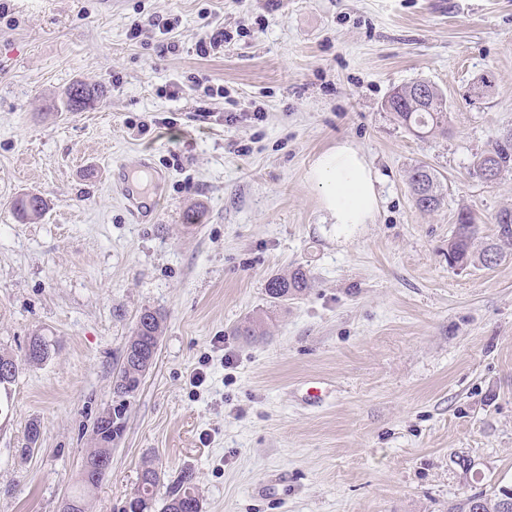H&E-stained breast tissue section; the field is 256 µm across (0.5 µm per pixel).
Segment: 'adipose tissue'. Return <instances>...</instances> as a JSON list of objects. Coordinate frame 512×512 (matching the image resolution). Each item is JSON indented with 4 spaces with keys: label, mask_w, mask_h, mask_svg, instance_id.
Returning <instances> with one entry per match:
<instances>
[{
    "label": "adipose tissue",
    "mask_w": 512,
    "mask_h": 512,
    "mask_svg": "<svg viewBox=\"0 0 512 512\" xmlns=\"http://www.w3.org/2000/svg\"><path fill=\"white\" fill-rule=\"evenodd\" d=\"M308 178L327 222L345 228L372 223L379 207L378 178L362 151L340 140L319 154Z\"/></svg>",
    "instance_id": "1"
}]
</instances>
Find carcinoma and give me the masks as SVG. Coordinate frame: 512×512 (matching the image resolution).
<instances>
[{
    "mask_svg": "<svg viewBox=\"0 0 512 512\" xmlns=\"http://www.w3.org/2000/svg\"><path fill=\"white\" fill-rule=\"evenodd\" d=\"M65 107L68 112H80L86 109L95 98L98 90L86 84L76 83L65 92ZM386 111L392 113L397 121L419 139H426L436 133H448V104L443 93L431 82L414 81L395 88L384 102ZM491 163L495 169L497 183L504 175L512 173V127L496 137L489 147L475 155L471 165V174L484 181V165ZM408 184L416 207L423 212L439 208L443 200L442 185L435 171L427 165L417 164L408 171ZM46 203L36 193H26L15 200L14 210L20 218L29 215L38 218L45 211ZM496 237L491 242L477 245L481 239V227L469 212L458 214L455 230L448 240V261L459 265L487 266V255L493 251L499 259L507 253L504 247L512 246V227L496 224ZM310 286V277L306 270L296 268L287 275H275L266 284L265 292L273 304H283L302 294ZM165 317L159 310L142 311L131 332L128 345L140 352L142 362L120 364L116 381L126 383L132 392H137L143 379L144 361L151 356V348L158 347L164 330ZM262 319L253 317L235 329V335L250 338L263 335ZM105 427L101 423L95 426L94 446L87 449L79 473L80 491L67 498L76 505L75 512H92V492L101 482L96 472L89 467L102 458L112 454L107 438L102 436ZM141 475L144 478L138 496L128 502V512H150L158 487L162 480V471L152 459L143 461ZM162 512H200L199 498L196 495L192 472L185 471L172 483L162 506ZM452 512H512V489L502 488L488 494H474L452 508Z\"/></svg>",
    "mask_w": 512,
    "mask_h": 512,
    "instance_id": "1",
    "label": "carcinoma"
}]
</instances>
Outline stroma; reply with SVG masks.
<instances>
[{
  "instance_id": "1",
  "label": "stroma",
  "mask_w": 512,
  "mask_h": 512,
  "mask_svg": "<svg viewBox=\"0 0 512 512\" xmlns=\"http://www.w3.org/2000/svg\"><path fill=\"white\" fill-rule=\"evenodd\" d=\"M220 27L230 43L198 55ZM417 80L445 95L447 135L418 139L384 110ZM75 82L100 95L69 112ZM510 124L512 0H0V352L19 365L0 512H60L74 493L147 308L165 329L93 512H123L147 458L160 500L192 471L201 512H448L512 486V255L448 264L459 211L491 238L512 208V174H470ZM339 139L379 176L374 223L322 221L307 172ZM146 149L164 201L136 224L104 174ZM418 163L443 185L432 212L408 188ZM23 193L45 199L41 218L16 219ZM299 266L310 288L271 305L268 278ZM261 313L262 340L235 335ZM36 333L54 353L32 366ZM316 384L324 402L304 406Z\"/></svg>"
}]
</instances>
